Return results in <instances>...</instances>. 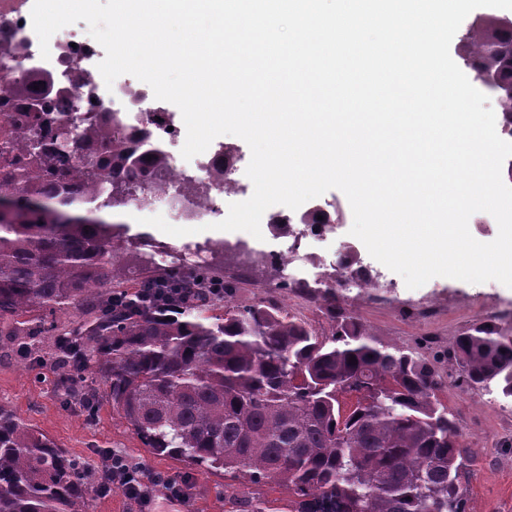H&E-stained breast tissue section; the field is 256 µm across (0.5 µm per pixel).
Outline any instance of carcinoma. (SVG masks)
Returning a JSON list of instances; mask_svg holds the SVG:
<instances>
[{
  "mask_svg": "<svg viewBox=\"0 0 512 512\" xmlns=\"http://www.w3.org/2000/svg\"><path fill=\"white\" fill-rule=\"evenodd\" d=\"M462 57L512 84V26L484 19ZM11 75L0 63V81L27 112L20 124L0 112V202H17L0 213V336L25 337L20 353L33 357L40 337H57L47 361L100 379L144 447L234 482L286 485L292 512H465L463 435L436 397L437 372L346 315L337 277L324 287L340 322L325 338L276 303L232 305L231 285L210 264L173 260L131 278L164 246L98 212L165 187L168 155L153 120L53 112L46 94ZM214 252L231 261L248 248L226 241ZM210 285L223 288V304L203 298L164 312L168 294ZM448 357L469 385L512 402L511 331L477 325ZM84 475L0 405V512H86L94 485ZM232 504L266 512L246 495Z\"/></svg>",
  "mask_w": 512,
  "mask_h": 512,
  "instance_id": "1",
  "label": "carcinoma"
}]
</instances>
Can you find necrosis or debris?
<instances>
[{
  "mask_svg": "<svg viewBox=\"0 0 512 512\" xmlns=\"http://www.w3.org/2000/svg\"><path fill=\"white\" fill-rule=\"evenodd\" d=\"M27 19L26 0H0V49L9 53L15 74L39 73L43 82L50 84L51 97L78 113L139 111L146 95L144 89L124 82L104 90L98 68L90 64L97 54L93 41L55 33L51 38L54 61L47 65L42 61L39 43L27 34ZM194 166L211 177V191L204 205L184 203L179 183L187 170L184 164L174 161L170 164L168 187L154 200L137 203V211L152 214L163 207L177 223L198 224L222 210L226 198L234 193L231 182L214 178L224 166L223 154L196 155Z\"/></svg>",
  "mask_w": 512,
  "mask_h": 512,
  "instance_id": "4bbe7bcc",
  "label": "necrosis or debris"
}]
</instances>
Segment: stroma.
<instances>
[{"label": "stroma", "mask_w": 512, "mask_h": 512, "mask_svg": "<svg viewBox=\"0 0 512 512\" xmlns=\"http://www.w3.org/2000/svg\"><path fill=\"white\" fill-rule=\"evenodd\" d=\"M316 202L330 214L329 224L311 229L300 221V211L280 207L289 218L284 230L262 225V239L243 236L249 252L225 263L220 274L235 282L233 305L263 301L279 303L286 312L307 323L317 333L330 334V318L319 283L333 274L343 260H352L372 272L368 287L347 282L342 294L348 312L360 319L374 339L418 353L441 377L438 399L447 405L463 434L461 475L466 512H512V405L464 381L459 365L448 358L450 342L483 322L512 329V288L496 281L472 284L436 277L424 285L407 288L402 277L373 259L364 244L350 235L353 215L346 196L332 189ZM114 221L125 224L163 225V244L181 254L185 264L208 259L205 245L212 239L204 225L179 224L165 213L141 215L129 207L113 209ZM290 257L278 269L265 261L266 253ZM303 280L299 289H279L281 278ZM20 337L0 336V404L11 406L28 424L59 448L87 464L88 480H95L101 451H123L143 468L184 477L193 488L187 505L156 499L152 512H231L232 489L220 473H200L177 459L152 453L112 414L107 401H99L94 416L78 404L65 401L54 390L57 373L34 358L19 354Z\"/></svg>", "instance_id": "1"}]
</instances>
